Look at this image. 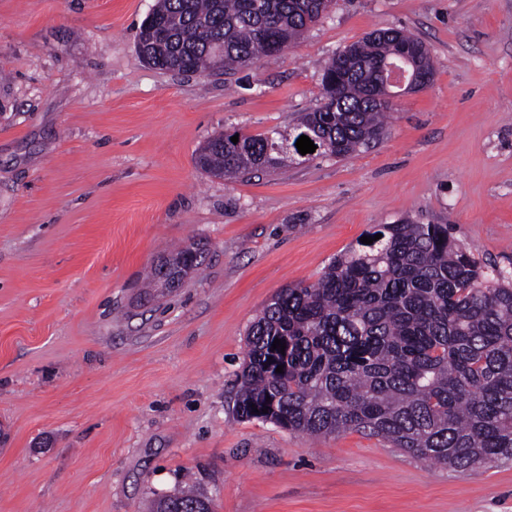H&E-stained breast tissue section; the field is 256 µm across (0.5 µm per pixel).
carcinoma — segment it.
<instances>
[{
    "instance_id": "carcinoma-1",
    "label": "carcinoma",
    "mask_w": 512,
    "mask_h": 512,
    "mask_svg": "<svg viewBox=\"0 0 512 512\" xmlns=\"http://www.w3.org/2000/svg\"><path fill=\"white\" fill-rule=\"evenodd\" d=\"M331 0H156L136 40L144 63L224 75L298 40ZM433 76L424 43L403 28L375 30L336 52L320 103L289 133H221L196 156L226 180L277 172L316 156L346 158L378 142L390 106L374 97L378 67L405 47ZM308 136L319 151L301 155ZM306 286H288L249 327L236 411L290 432L355 430L454 470L512 462V277L490 280L448 224H378ZM188 246L151 270L147 287L182 285L202 265ZM285 343V353L272 348ZM283 372H276L278 366ZM259 412H252V406ZM268 412H262V409ZM153 512H212L192 489Z\"/></svg>"
}]
</instances>
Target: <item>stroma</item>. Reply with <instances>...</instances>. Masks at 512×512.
I'll return each instance as SVG.
<instances>
[{
    "instance_id": "35a3bbf8",
    "label": "stroma",
    "mask_w": 512,
    "mask_h": 512,
    "mask_svg": "<svg viewBox=\"0 0 512 512\" xmlns=\"http://www.w3.org/2000/svg\"><path fill=\"white\" fill-rule=\"evenodd\" d=\"M155 0H0V512H151L193 482L213 512H512V463L464 472L348 430L235 409L247 334L378 224H448L512 273V0H337L234 75L141 63ZM403 28L434 76L341 160L227 182L197 150L289 131L336 51ZM205 262L143 286L168 250Z\"/></svg>"
}]
</instances>
